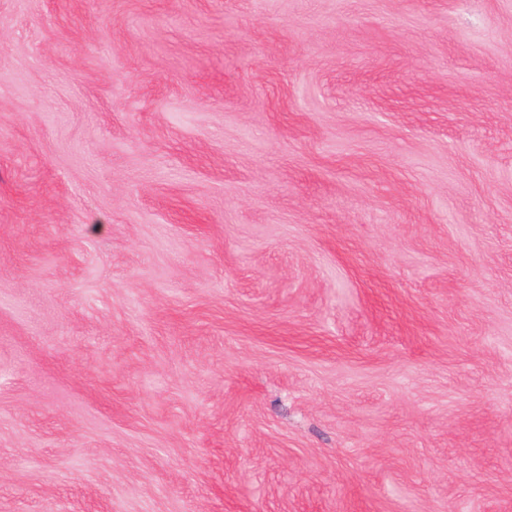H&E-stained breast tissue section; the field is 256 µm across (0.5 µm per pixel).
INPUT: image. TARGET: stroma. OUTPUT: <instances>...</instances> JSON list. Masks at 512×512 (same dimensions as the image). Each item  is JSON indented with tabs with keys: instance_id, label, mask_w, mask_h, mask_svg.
<instances>
[{
	"instance_id": "obj_1",
	"label": "stroma",
	"mask_w": 512,
	"mask_h": 512,
	"mask_svg": "<svg viewBox=\"0 0 512 512\" xmlns=\"http://www.w3.org/2000/svg\"><path fill=\"white\" fill-rule=\"evenodd\" d=\"M0 512H512V0H0Z\"/></svg>"
}]
</instances>
